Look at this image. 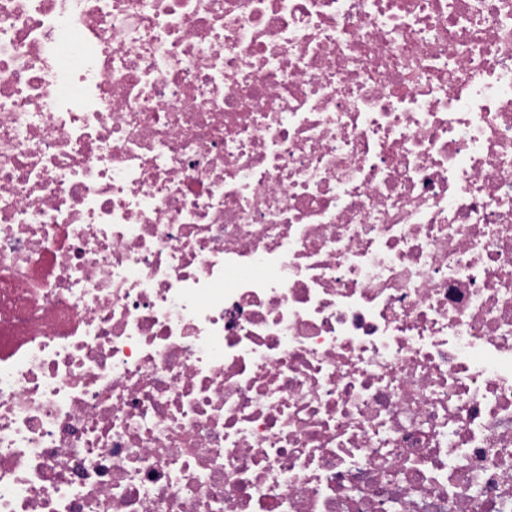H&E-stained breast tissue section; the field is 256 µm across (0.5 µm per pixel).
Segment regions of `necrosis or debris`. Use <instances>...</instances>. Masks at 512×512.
Masks as SVG:
<instances>
[{"instance_id": "4bbe7bcc", "label": "necrosis or debris", "mask_w": 512, "mask_h": 512, "mask_svg": "<svg viewBox=\"0 0 512 512\" xmlns=\"http://www.w3.org/2000/svg\"><path fill=\"white\" fill-rule=\"evenodd\" d=\"M0 512H512V0H0Z\"/></svg>"}]
</instances>
